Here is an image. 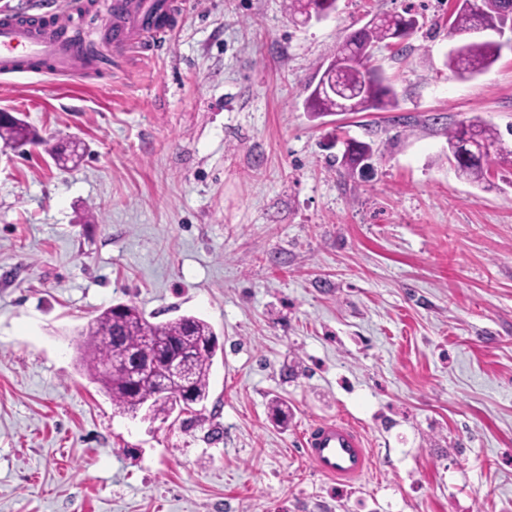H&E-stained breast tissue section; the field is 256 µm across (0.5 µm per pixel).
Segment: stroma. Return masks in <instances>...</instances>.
I'll return each instance as SVG.
<instances>
[{"instance_id": "1", "label": "stroma", "mask_w": 512, "mask_h": 512, "mask_svg": "<svg viewBox=\"0 0 512 512\" xmlns=\"http://www.w3.org/2000/svg\"><path fill=\"white\" fill-rule=\"evenodd\" d=\"M88 2L68 30L95 75L0 76V112L87 147L60 168L0 142V512H512V48L456 78L454 0L305 24L288 0H183L118 56ZM407 8L406 51L375 50L397 108L307 112L338 43ZM475 117L509 151L480 184L447 159ZM348 139L367 168L339 163ZM118 302L212 325L207 400L113 408L80 333ZM336 418L372 458L351 483L302 451Z\"/></svg>"}]
</instances>
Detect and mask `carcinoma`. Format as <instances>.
<instances>
[{"mask_svg": "<svg viewBox=\"0 0 512 512\" xmlns=\"http://www.w3.org/2000/svg\"><path fill=\"white\" fill-rule=\"evenodd\" d=\"M336 0H289L290 19L307 22L308 11L334 10ZM412 10L384 14L381 18L350 36L336 50V95H310L307 111L317 115L341 110L366 112L397 106L396 93L381 85L375 69L370 66L374 47L396 43L399 33L416 28ZM479 25L512 29V0H456L448 19V37L454 39L470 34ZM501 47L494 40L465 41L447 56L445 65L453 75L467 80L487 72L500 56ZM0 139L15 147L39 140L22 120L10 117L0 122ZM79 145H57L52 155L64 167L79 157ZM471 154L469 162L460 167L461 176L473 183L486 179L491 152L502 151L501 136L490 123L477 119L462 121L448 129V152L457 155L460 150ZM373 154L371 144L361 142L354 151L342 157V165L355 169L366 155ZM160 334L168 337L177 349L194 350L190 374L192 403H200L209 396L213 352H202L199 347L210 342L217 344L211 325L195 315H182L166 323H153L134 304L117 303L95 316L82 330L85 336L82 360L92 380L112 401V406L123 412L142 401L151 403L154 417H169L175 403L155 398L156 389L167 379L168 367L159 361L153 367L154 383L133 389L122 364L132 352L149 355L153 352L150 337Z\"/></svg>", "mask_w": 512, "mask_h": 512, "instance_id": "carcinoma-1", "label": "carcinoma"}]
</instances>
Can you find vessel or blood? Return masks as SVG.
<instances>
[{
    "label": "vessel or blood",
    "instance_id": "1",
    "mask_svg": "<svg viewBox=\"0 0 512 512\" xmlns=\"http://www.w3.org/2000/svg\"><path fill=\"white\" fill-rule=\"evenodd\" d=\"M178 11L176 0H129L117 15L111 31L120 50H143L170 31L169 18ZM60 22L50 16L0 17V75L70 74L83 57L62 37ZM306 458L328 477L353 481L371 466V456L361 432L343 419L324 420L302 438Z\"/></svg>",
    "mask_w": 512,
    "mask_h": 512
}]
</instances>
